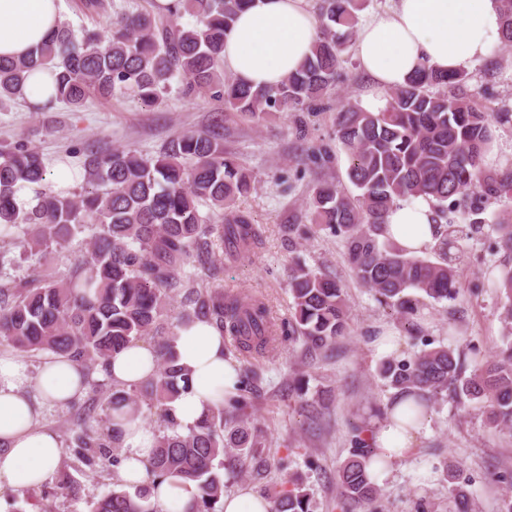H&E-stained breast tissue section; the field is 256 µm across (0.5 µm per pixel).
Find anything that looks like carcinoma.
<instances>
[{
	"instance_id": "carcinoma-1",
	"label": "carcinoma",
	"mask_w": 512,
	"mask_h": 512,
	"mask_svg": "<svg viewBox=\"0 0 512 512\" xmlns=\"http://www.w3.org/2000/svg\"><path fill=\"white\" fill-rule=\"evenodd\" d=\"M252 0H172L114 15L106 0H83L98 18L94 29L60 24L21 59L0 57V103L21 95L26 78L51 69L54 93L36 111L61 104L73 112L92 97L130 96L157 104L180 78L187 91L208 92L252 118L272 112H324L325 96L340 78L341 54L358 24L366 0H317L319 36L300 69L275 87L253 88L224 80V35ZM501 45L512 48V0H495ZM193 21L182 23L184 16ZM512 126V111L490 114L475 101L466 75L443 74L423 66L388 94L377 112L341 105L336 139L347 154L349 185L317 183L309 198L312 223L344 239L347 260L358 281L376 300L393 308L409 329L422 333L426 302L455 301L461 295L460 241L485 236L484 213L491 201L512 196V162L484 166L493 150V124ZM219 120L189 131L147 157L131 148H87L82 153L83 184L56 191L38 151L24 142L0 149V239L42 258L62 247L87 225H96L86 255L66 276L39 264L18 280L0 282V343L24 353L49 352L71 358L87 371L106 369L112 353L136 341L154 342L159 369L132 392L114 384L108 414L93 403L78 408V429L70 448L92 470L121 463V423L115 413L128 408L155 410L159 430L149 462L157 477L194 483L200 490L190 512H223L225 468L242 477L264 466V436L252 421L257 373L249 356L275 342L265 303L224 292L223 268L215 257L239 254L255 245L260 231L240 206L252 183L237 156L224 150ZM34 189L37 206H17L15 194ZM423 196L433 203L438 243L426 255H410L386 234L394 205ZM207 212H202V208ZM489 250L495 260L486 273L503 303V345L483 359L473 345L472 361L452 345H433L408 358H388L379 376L393 389L374 410L387 414L397 399L415 397L412 424L433 406L450 400L476 407L487 425L512 430V214L491 224ZM191 264L204 277L183 275ZM292 297L288 337L305 350L326 353L349 335L343 288L329 275L297 260L288 268ZM178 290L186 309L167 319L170 293ZM196 321L229 333L224 358L237 362V393L208 410L186 432L170 415L168 403L189 386L170 341L176 328ZM353 428V451L336 474L344 503L352 509L378 501L380 490L369 471L386 453L370 447ZM452 484L451 512H475L469 483L459 469L444 466ZM43 501L77 498L67 473L34 489ZM272 512H313L309 490L296 480L264 489ZM89 512H157L149 489L130 493L119 483Z\"/></svg>"
}]
</instances>
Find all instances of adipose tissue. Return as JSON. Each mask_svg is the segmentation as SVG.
<instances>
[{"label":"adipose tissue","mask_w":512,"mask_h":512,"mask_svg":"<svg viewBox=\"0 0 512 512\" xmlns=\"http://www.w3.org/2000/svg\"><path fill=\"white\" fill-rule=\"evenodd\" d=\"M60 22V0H0V56L26 54ZM499 31L494 0H397L394 8L362 25L355 53L372 91L383 92L403 86L424 65L443 72L473 67ZM317 36L308 0H252L224 38V68L246 84L277 85L300 66ZM432 216L426 198L398 201L388 215L387 234L403 248L422 251L436 242ZM173 343L180 364L190 371L189 390L170 405L185 429L234 395L237 372L224 358L222 333L210 324L177 328ZM157 366L153 348L136 342L113 354L106 374L131 389L152 376ZM27 382L26 366L18 356H0V487L11 491L45 483L59 464V443L40 422V404L63 408L86 389L82 367L66 357L44 363L36 380L40 404H32L25 394ZM402 419V408H395L365 434L370 446L383 449L394 461L411 453L421 433L417 427L403 428ZM156 440V431L141 416L126 420L118 477L131 491L153 485L152 500L159 512H185L199 491L195 485L183 487L148 473Z\"/></svg>","instance_id":"ef3b65f1"}]
</instances>
